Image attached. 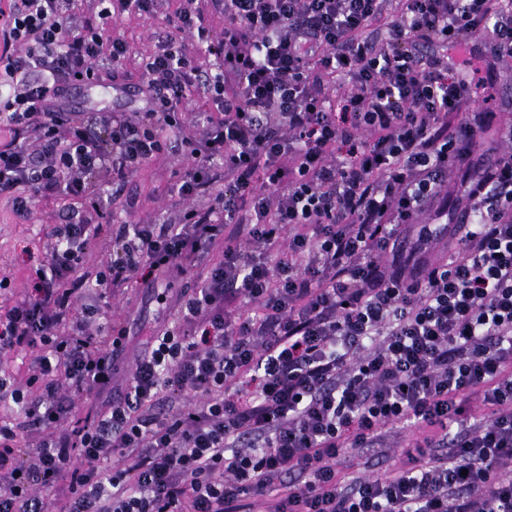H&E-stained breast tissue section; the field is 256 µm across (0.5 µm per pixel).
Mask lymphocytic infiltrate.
Returning <instances> with one entry per match:
<instances>
[{
  "mask_svg": "<svg viewBox=\"0 0 512 512\" xmlns=\"http://www.w3.org/2000/svg\"><path fill=\"white\" fill-rule=\"evenodd\" d=\"M159 5L0 7V201L68 203L0 302V512H512V113L471 90L512 72V0H174L141 111L69 110ZM170 130L174 217L105 223ZM141 281L183 287L117 390L104 300ZM412 428L406 465L344 479Z\"/></svg>",
  "mask_w": 512,
  "mask_h": 512,
  "instance_id": "f902f5d3",
  "label": "lymphocytic infiltrate"
}]
</instances>
